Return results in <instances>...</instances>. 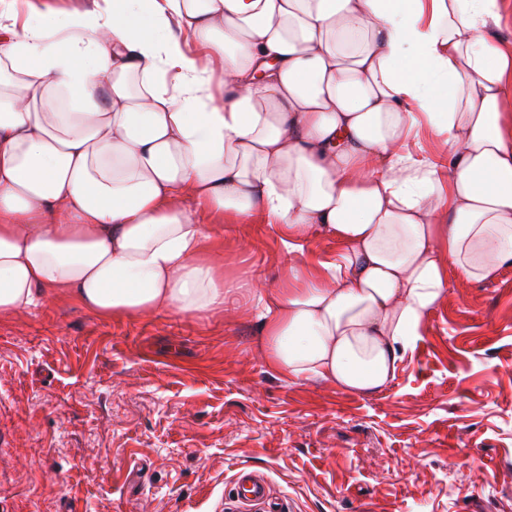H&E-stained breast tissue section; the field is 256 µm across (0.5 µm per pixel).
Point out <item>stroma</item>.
Here are the masks:
<instances>
[{"label":"stroma","instance_id":"1","mask_svg":"<svg viewBox=\"0 0 512 512\" xmlns=\"http://www.w3.org/2000/svg\"><path fill=\"white\" fill-rule=\"evenodd\" d=\"M203 258L284 284L266 217L215 220ZM247 302L101 318L0 314V512H221L265 473L283 512H512V266L450 277L375 395L287 380Z\"/></svg>","mask_w":512,"mask_h":512}]
</instances>
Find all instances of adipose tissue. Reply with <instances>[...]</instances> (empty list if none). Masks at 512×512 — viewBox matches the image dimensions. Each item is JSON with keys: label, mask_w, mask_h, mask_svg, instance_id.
<instances>
[{"label": "adipose tissue", "mask_w": 512, "mask_h": 512, "mask_svg": "<svg viewBox=\"0 0 512 512\" xmlns=\"http://www.w3.org/2000/svg\"><path fill=\"white\" fill-rule=\"evenodd\" d=\"M500 0H0V314L63 294L102 316L252 298L268 361L373 395L448 273L512 265V51ZM428 130L434 161L405 151ZM264 214L287 285L202 259ZM341 243L312 273L314 227ZM447 263H440V250Z\"/></svg>", "instance_id": "1"}]
</instances>
